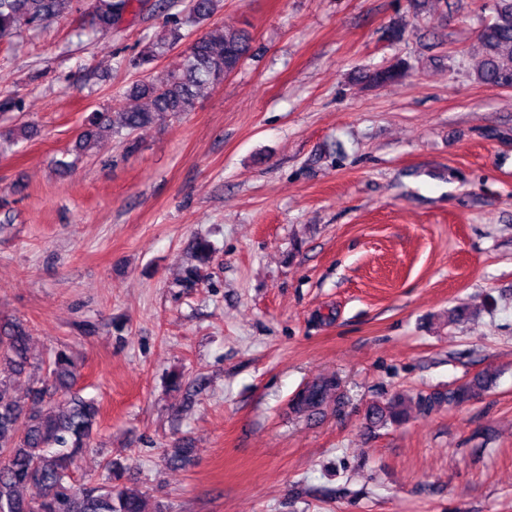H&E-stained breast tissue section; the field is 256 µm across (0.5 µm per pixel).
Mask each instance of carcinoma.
<instances>
[{
    "label": "carcinoma",
    "mask_w": 512,
    "mask_h": 512,
    "mask_svg": "<svg viewBox=\"0 0 512 512\" xmlns=\"http://www.w3.org/2000/svg\"><path fill=\"white\" fill-rule=\"evenodd\" d=\"M79 0H0V41L17 33V22L31 26L62 17L78 9ZM217 0H192L185 22L174 23L168 36L145 44L135 59L139 67H150L174 48L187 34L182 28L200 24L215 13ZM493 17L479 33L484 59L477 80L499 88H512V0H490ZM132 7V0H93L89 27L105 32ZM249 34L226 26L218 38L194 39L182 68L166 71L133 85L127 95L147 98L146 108L93 112L77 149L86 152L101 133L124 135L161 123L167 117L192 112L196 90L215 85L233 74L251 56ZM397 63L370 72L368 80L384 85L397 79ZM78 366L65 349L34 360L30 336L18 324H0V512H147L148 492L122 484L124 467L112 460L100 464L102 486L77 487L73 468L91 451L100 409L95 401L74 390ZM28 385V401L16 396L20 383ZM336 386L327 380L306 389L294 409L309 412ZM489 387V379L478 375L442 395L418 399L420 406L443 401L463 403ZM407 413L406 399L394 396L387 405L370 409L375 427L398 424Z\"/></svg>",
    "instance_id": "carcinoma-1"
}]
</instances>
